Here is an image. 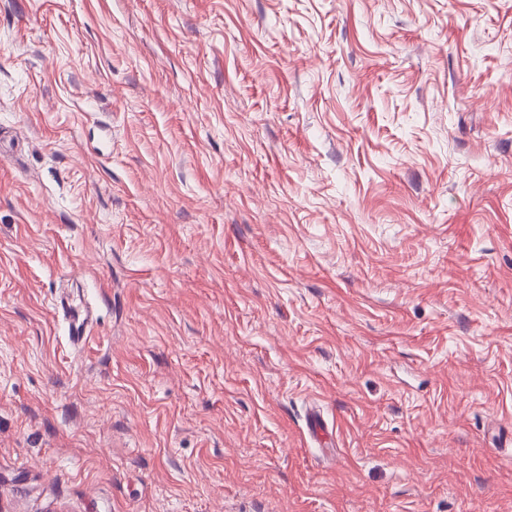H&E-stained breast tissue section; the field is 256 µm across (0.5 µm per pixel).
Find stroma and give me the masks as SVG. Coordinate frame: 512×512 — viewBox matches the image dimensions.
Masks as SVG:
<instances>
[{
	"label": "stroma",
	"instance_id": "obj_1",
	"mask_svg": "<svg viewBox=\"0 0 512 512\" xmlns=\"http://www.w3.org/2000/svg\"><path fill=\"white\" fill-rule=\"evenodd\" d=\"M0 512H512V0H0Z\"/></svg>",
	"mask_w": 512,
	"mask_h": 512
}]
</instances>
